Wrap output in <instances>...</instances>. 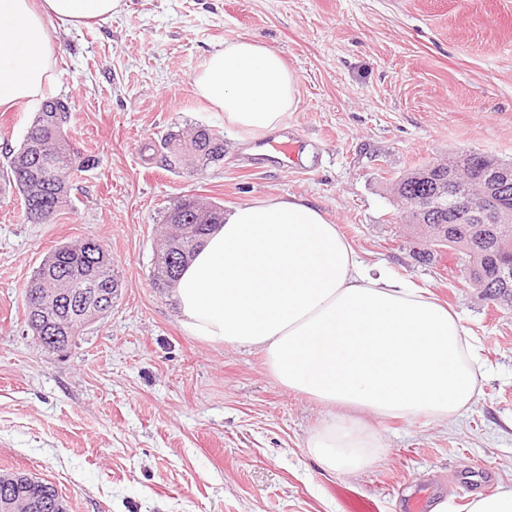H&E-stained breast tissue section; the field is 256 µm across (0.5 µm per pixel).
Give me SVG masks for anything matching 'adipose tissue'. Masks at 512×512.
Returning a JSON list of instances; mask_svg holds the SVG:
<instances>
[{"instance_id":"adipose-tissue-1","label":"adipose tissue","mask_w":512,"mask_h":512,"mask_svg":"<svg viewBox=\"0 0 512 512\" xmlns=\"http://www.w3.org/2000/svg\"><path fill=\"white\" fill-rule=\"evenodd\" d=\"M122 0H0V108L41 99L52 80L49 18L86 24ZM224 128L256 140L286 126L299 78L275 50L225 41L193 79ZM186 332L262 352L274 379L327 417L307 441L325 468L355 475L381 456L361 414L445 420L471 405L483 375L459 316L426 290L365 265L322 210L297 196L235 207L173 290Z\"/></svg>"}]
</instances>
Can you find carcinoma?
<instances>
[{
	"label": "carcinoma",
	"mask_w": 512,
	"mask_h": 512,
	"mask_svg": "<svg viewBox=\"0 0 512 512\" xmlns=\"http://www.w3.org/2000/svg\"><path fill=\"white\" fill-rule=\"evenodd\" d=\"M45 111L36 112L20 147L7 157V169L14 187L20 194L24 214L30 224H44L66 209L73 208L70 195L71 176L88 166L89 160L80 158L65 127L69 123L71 105L51 98L43 103ZM161 162L168 170L180 174L193 170L204 174L224 166V138L205 127L187 133L171 132L161 142ZM488 156L471 151L459 156L460 184L471 195H477L473 178ZM419 166L399 177L394 183V194L402 205V216L417 229L429 228L428 221L416 213L424 185L416 175ZM183 212L184 223L177 225L181 249L189 256L203 244L212 229L224 223V208L215 202L202 203L197 196H183L170 207ZM448 253L470 267L469 280L482 289L486 297L498 302L512 299V290L505 293L499 279V256L512 253V236L497 240L488 235L485 225L472 224L462 215L448 238L432 251H419L422 261H432L437 253ZM182 260L173 273L157 264L153 268L154 287L165 289L176 282L184 264ZM93 286L107 294L118 295L120 283L112 268V256L95 238L87 237L77 243L64 244L46 256L34 271L31 288H88ZM25 323L34 336L68 337L70 342L83 335L87 326L76 314L64 315L54 310L43 312L34 303L24 304ZM12 492L11 500L25 495H45L46 490L32 488L18 481L12 473L0 475V498L4 489Z\"/></svg>",
	"instance_id": "cac0c4a2"
}]
</instances>
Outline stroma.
<instances>
[{
  "mask_svg": "<svg viewBox=\"0 0 512 512\" xmlns=\"http://www.w3.org/2000/svg\"><path fill=\"white\" fill-rule=\"evenodd\" d=\"M48 27L47 94L72 103L68 135L93 163L51 223H27L14 186L0 194V469L52 482L69 512H346L344 490L403 512L424 487L467 512L477 492L512 489V307L447 255L418 263L390 193L435 158L512 161V0H124L110 18ZM237 37L299 77L278 136L302 138L301 171L254 166L251 143L196 92L194 74ZM195 126L223 132L224 166L172 174L160 141ZM183 195L317 204L364 263L458 313L485 365L473 404L445 422L374 421L380 460L325 470L306 448L324 408L279 385L258 351L188 336L154 288L162 216ZM86 237L111 253L121 288L107 318L52 352L25 326L24 289L51 250ZM475 467L478 489L465 480Z\"/></svg>",
  "mask_w": 512,
  "mask_h": 512,
  "instance_id": "obj_1",
  "label": "stroma"
}]
</instances>
